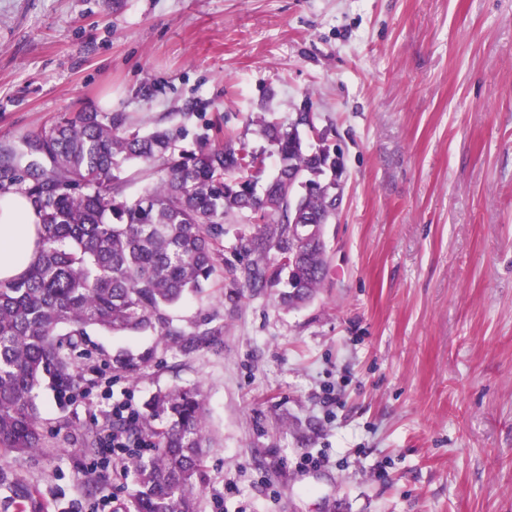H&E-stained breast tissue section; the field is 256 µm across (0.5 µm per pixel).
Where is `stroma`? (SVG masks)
Wrapping results in <instances>:
<instances>
[{
	"instance_id": "35a3bbf8",
	"label": "stroma",
	"mask_w": 512,
	"mask_h": 512,
	"mask_svg": "<svg viewBox=\"0 0 512 512\" xmlns=\"http://www.w3.org/2000/svg\"><path fill=\"white\" fill-rule=\"evenodd\" d=\"M306 107L343 164L324 288L291 310L210 288L174 311L223 328L191 352L87 329L0 512L24 490L27 512H124L129 475L83 440L182 386L210 441L199 512H512V0H0V151L124 112L184 146L221 124L268 178L254 118Z\"/></svg>"
}]
</instances>
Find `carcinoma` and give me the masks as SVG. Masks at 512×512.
<instances>
[{"instance_id":"cac0c4a2","label":"carcinoma","mask_w":512,"mask_h":512,"mask_svg":"<svg viewBox=\"0 0 512 512\" xmlns=\"http://www.w3.org/2000/svg\"><path fill=\"white\" fill-rule=\"evenodd\" d=\"M256 123L276 156L260 194V163L232 132L216 126L215 140L204 136L194 148L178 149L169 131L143 132L122 112L63 117L0 158V190L18 187L41 224L40 249L26 273L0 282V457L40 448L35 390L46 373L76 383L71 352L86 328L151 332L186 351L216 342L222 327L200 322L187 331L174 324L172 310L224 270V225L255 228L240 239L224 279V300L235 307L245 291L274 288L288 275L298 217L322 228L336 218L330 146L307 144L298 122ZM131 163L152 179L140 197L126 194ZM290 169L303 172L312 190L288 183ZM296 277L312 298L325 284L327 260L312 254ZM140 363L130 353L113 358L129 373ZM203 416L196 387L159 391L144 403L134 436L153 439L154 448L131 457L126 512H198Z\"/></svg>"}]
</instances>
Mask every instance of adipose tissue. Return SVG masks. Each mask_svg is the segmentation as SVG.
Returning <instances> with one entry per match:
<instances>
[{
	"mask_svg": "<svg viewBox=\"0 0 512 512\" xmlns=\"http://www.w3.org/2000/svg\"><path fill=\"white\" fill-rule=\"evenodd\" d=\"M39 218L26 196L15 189L0 192V281L22 277L35 257Z\"/></svg>",
	"mask_w": 512,
	"mask_h": 512,
	"instance_id": "1",
	"label": "adipose tissue"
}]
</instances>
